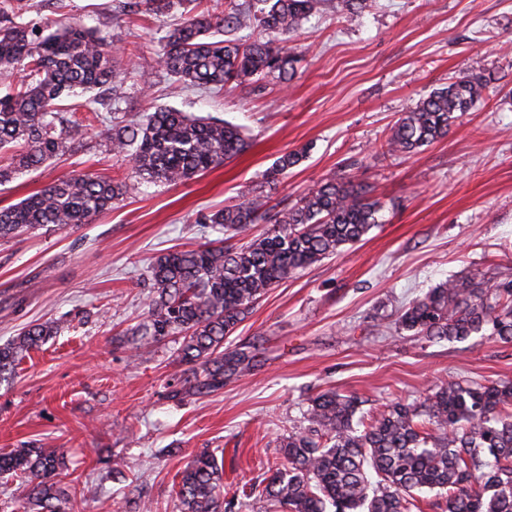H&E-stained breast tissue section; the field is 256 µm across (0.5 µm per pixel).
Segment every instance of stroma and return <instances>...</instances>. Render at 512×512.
<instances>
[{
	"mask_svg": "<svg viewBox=\"0 0 512 512\" xmlns=\"http://www.w3.org/2000/svg\"><path fill=\"white\" fill-rule=\"evenodd\" d=\"M117 4L0 0V18L97 32L124 70L118 92L98 94L87 149L0 185V207L72 174L130 179L129 157L112 153L106 133L152 105L238 125L248 147L178 185H140L90 223L0 240V344L31 321L63 323L0 382V454L31 442L62 449L80 490L71 512H138L143 503L180 512V472L201 451L219 452L233 512H267L253 487L272 476L280 439L304 427L309 397L354 395L371 417L451 380L512 382V343L393 329L402 305L472 269L512 278V0H375L352 18L324 0L288 42L291 81L181 92L159 56L189 0L162 15L127 16ZM466 72L493 76L485 104L417 153L387 154L401 114ZM292 150L302 152L299 164L265 183L266 169ZM342 174L383 201L382 223L254 304L226 341L249 346L248 376L183 405L169 401L170 385L188 374L174 361L177 338L146 345L125 334L145 316L151 259L215 239L199 216L244 201L256 185L291 205ZM118 457L136 487L113 473Z\"/></svg>",
	"mask_w": 512,
	"mask_h": 512,
	"instance_id": "obj_1",
	"label": "stroma"
}]
</instances>
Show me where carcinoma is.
<instances>
[{"label":"carcinoma","instance_id":"cac0c4a2","mask_svg":"<svg viewBox=\"0 0 512 512\" xmlns=\"http://www.w3.org/2000/svg\"><path fill=\"white\" fill-rule=\"evenodd\" d=\"M166 37L160 65L177 89H222L255 78L286 80L294 73L288 47L324 0H207ZM368 0H336V11L354 16ZM173 0H124L128 15L162 13ZM257 27L265 38L236 36ZM22 72L30 82L0 95V151L18 145L0 183L24 170L83 147L87 125L68 117L69 101L98 88L117 90L118 52L75 22L53 28L6 19L0 25V73ZM490 80L464 74L401 114L387 140L391 153L413 154L444 138L458 113L483 102ZM115 154L131 152L135 181L94 173L66 176L17 204L0 208V240L48 224H86L141 183H178L244 152L241 129L157 107L143 118L112 127ZM302 154L286 152L266 180L288 174ZM383 204L367 197L351 177L329 178L292 206H268L256 189L242 203L200 216L218 233L241 232L264 221L263 235L234 246L226 237L187 250L166 251L151 262V296L142 322L125 331L146 343L181 338L176 360L191 376L167 397L183 402L216 392L247 375L252 356L224 346L245 314L292 274L362 240L379 223ZM398 330L431 340H464L473 334L512 342V281L495 282L480 270L448 281L406 305ZM62 323L29 324L0 345V382L12 376L30 350L60 333ZM360 401L334 390L317 394L306 411L308 426L279 442L282 462L260 495L272 512H416V493L435 494L442 512H512V382L450 381L419 403L396 401L369 423H354ZM63 453L44 444L0 456V473L27 477L26 503L37 512H68L61 486ZM181 512H229L224 470L210 452L180 473Z\"/></svg>","mask_w":512,"mask_h":512}]
</instances>
